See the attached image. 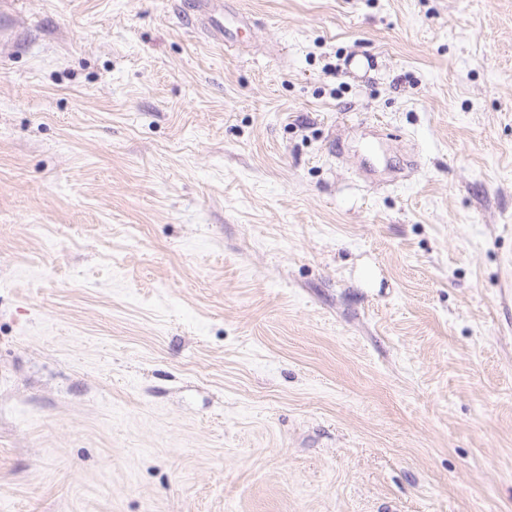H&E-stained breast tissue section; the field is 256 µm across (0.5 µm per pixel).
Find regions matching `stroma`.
Instances as JSON below:
<instances>
[{"label": "stroma", "mask_w": 512, "mask_h": 512, "mask_svg": "<svg viewBox=\"0 0 512 512\" xmlns=\"http://www.w3.org/2000/svg\"><path fill=\"white\" fill-rule=\"evenodd\" d=\"M0 0V512H512V0ZM183 8L184 15L199 23L208 38L220 45H224V42L230 46L240 43V33L245 25L237 26L232 32L227 31L223 0H185Z\"/></svg>", "instance_id": "1"}]
</instances>
